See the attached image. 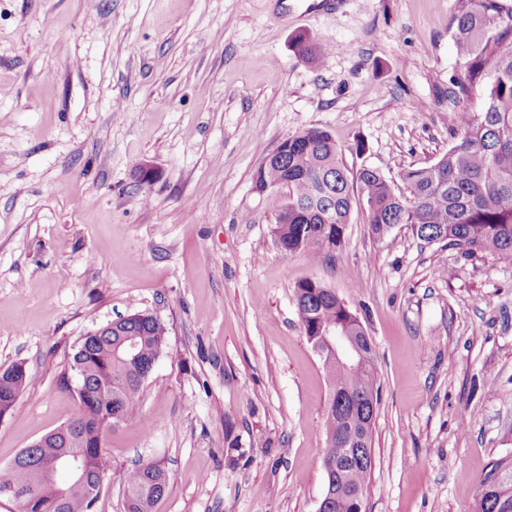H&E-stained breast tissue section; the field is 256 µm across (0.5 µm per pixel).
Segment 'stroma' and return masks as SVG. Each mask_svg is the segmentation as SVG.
<instances>
[{"label":"stroma","instance_id":"35a3bbf8","mask_svg":"<svg viewBox=\"0 0 512 512\" xmlns=\"http://www.w3.org/2000/svg\"><path fill=\"white\" fill-rule=\"evenodd\" d=\"M461 0H0V369L27 385L0 418V467L68 421L82 338L147 313L167 344L136 423L105 434L96 512L161 462L155 512H317L329 396L293 296L321 282L360 318L380 387L366 512H476L512 458V259L354 205L343 246L284 255L287 190L255 171L327 131L350 173L399 182L460 138ZM305 36L319 64L297 55ZM152 172L140 179L141 168Z\"/></svg>","mask_w":512,"mask_h":512}]
</instances>
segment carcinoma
Listing matches in <instances>:
<instances>
[{
    "label": "carcinoma",
    "instance_id": "obj_1",
    "mask_svg": "<svg viewBox=\"0 0 512 512\" xmlns=\"http://www.w3.org/2000/svg\"><path fill=\"white\" fill-rule=\"evenodd\" d=\"M453 40L459 73L450 80L448 100L465 102L481 96L480 105L459 114L462 136L434 164L401 173L403 188L376 169L363 168L350 178L341 150L331 136L310 128L288 137L270 163L260 166L253 187L288 188L273 229L286 256L316 261L323 241L344 242L354 184L369 213V231L383 238L398 226L427 243L444 242L466 252L512 258V12L499 0H465L455 16ZM299 56L319 61L320 49L300 39ZM294 299L305 336L336 330L348 318L335 292L313 280L294 286ZM166 345L165 325L149 314L135 313L112 321V335L89 333L74 350L63 386L77 376L73 420L85 449L84 478L97 482L111 471L101 431L114 416L130 425L139 415L138 394L146 380L143 363L156 360ZM365 362L355 370L327 373L329 399L324 415L326 446L322 451L325 493L336 494L328 512H365L364 496L372 467L356 455L372 449L374 420L367 397L379 392L372 364V342L364 341ZM26 386V372L15 364L0 371V415L7 414ZM61 438L50 436L25 448L0 468V489L19 492V512H95L97 498L71 491L72 480L47 481L41 463L66 452ZM125 512H153L167 491L169 474L157 461L136 464L124 477ZM512 502V460L495 462L482 482L478 512H493Z\"/></svg>",
    "mask_w": 512,
    "mask_h": 512
}]
</instances>
